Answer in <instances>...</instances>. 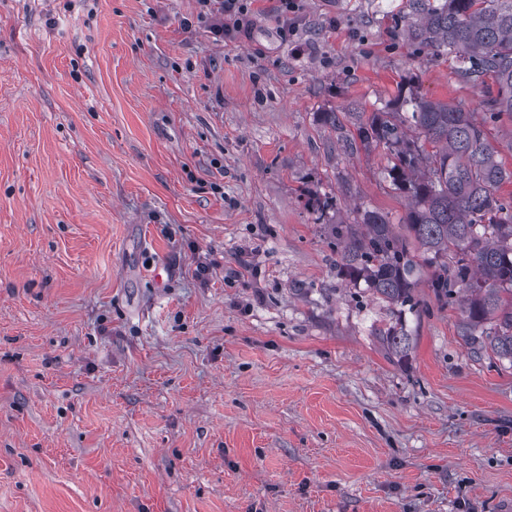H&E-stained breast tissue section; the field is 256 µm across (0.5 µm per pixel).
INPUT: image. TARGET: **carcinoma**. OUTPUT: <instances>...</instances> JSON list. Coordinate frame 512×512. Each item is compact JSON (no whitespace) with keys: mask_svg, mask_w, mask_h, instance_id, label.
I'll return each mask as SVG.
<instances>
[{"mask_svg":"<svg viewBox=\"0 0 512 512\" xmlns=\"http://www.w3.org/2000/svg\"><path fill=\"white\" fill-rule=\"evenodd\" d=\"M420 24L409 30L415 46L455 59L456 75L484 90L489 119H512V0H410ZM354 152L372 145L393 152L387 175L413 199L404 224L393 230L377 211L356 224L335 225L337 266L353 281L395 306L414 308L413 258L421 248L433 272L429 287L443 302L469 292L463 335L480 331L476 353L512 362V200L498 190L512 182L496 158L484 126L463 103L410 93L397 112H375L345 136ZM433 146V151L425 145ZM457 260L448 267V253ZM383 341L390 356L411 349L410 337L391 325Z\"/></svg>","mask_w":512,"mask_h":512,"instance_id":"obj_1","label":"carcinoma"}]
</instances>
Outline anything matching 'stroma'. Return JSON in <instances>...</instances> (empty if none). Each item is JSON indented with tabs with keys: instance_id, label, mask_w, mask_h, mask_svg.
<instances>
[{
	"instance_id": "stroma-1",
	"label": "stroma",
	"mask_w": 512,
	"mask_h": 512,
	"mask_svg": "<svg viewBox=\"0 0 512 512\" xmlns=\"http://www.w3.org/2000/svg\"><path fill=\"white\" fill-rule=\"evenodd\" d=\"M252 7L0 0V512H512V362L429 267L412 309L339 272L332 223L409 200L318 119L483 93L410 0ZM252 0H199L200 18L216 41L246 35L251 26ZM383 341L390 356H406L411 349L410 337L403 331L402 327L391 325L384 331Z\"/></svg>"
}]
</instances>
